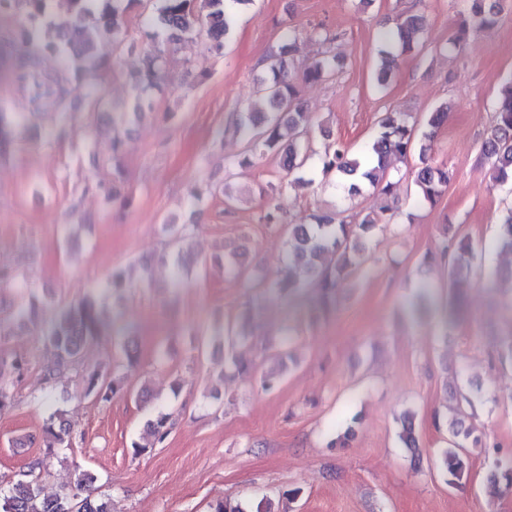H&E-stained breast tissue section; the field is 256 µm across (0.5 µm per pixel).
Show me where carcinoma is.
I'll use <instances>...</instances> for the list:
<instances>
[{
	"label": "carcinoma",
	"instance_id": "obj_1",
	"mask_svg": "<svg viewBox=\"0 0 512 512\" xmlns=\"http://www.w3.org/2000/svg\"><path fill=\"white\" fill-rule=\"evenodd\" d=\"M68 18H58L53 0H0V17H11L15 25L0 38V54L22 50L15 57L17 78L30 89L35 109L52 104L64 114L63 122L54 138L64 141L75 136L83 118L68 112L66 104L72 89L63 84L60 74L71 72L80 76L94 71L105 74L112 70V55L98 44L99 31L112 32L115 44H120L129 33L128 14L142 0H68ZM507 0H463L460 23L454 41H461L473 27H492L502 17ZM254 0H159V7L151 22L138 29L139 38L153 46L143 56L135 78L136 97L154 87L166 66L165 49L159 45L160 36H196L204 33L205 45L210 51L224 48V40L233 30L235 15ZM425 28L424 16L405 12L396 26L386 35V43L404 50L418 42ZM300 38H306L326 48L336 41V33L318 26L309 30L291 28L279 52L264 61L258 83L270 111L240 112L232 125V133L245 142L243 162L250 164L256 157L268 154L279 156L281 169L296 181L314 182L317 174L327 179L336 177L344 182L351 195H358L364 185L376 191L380 203L377 209L359 217L355 224L340 219V212L313 217L310 224H287L288 268L275 281L283 291H292L298 283L294 278L293 262L309 268L310 284L316 299L311 308L327 314L337 306L338 290L344 282L356 278L361 272V239L372 231L387 228L394 223L393 206L395 182L390 179L391 159H406L417 155L413 171L416 186L411 204L415 208L432 206L445 192L452 173L444 163L434 164L427 155L436 130L448 120V106L440 105L430 113L426 129L418 128V121L404 112H387L379 120L378 135L354 155L350 147L335 140L325 144L318 162L307 167L310 154L304 148L313 126L312 117L303 111L299 102V83L315 85L325 81L336 68V59L323 51L303 72L301 82L288 75L286 57ZM15 121L12 113L0 112V159L15 148ZM489 180L495 184L512 182V81L505 83L497 96L493 121L482 146ZM306 172L309 179L301 177ZM288 188L283 179L270 186L267 204L261 220L265 224H284L283 216L275 204L277 195ZM86 190L107 200L122 192L118 174L112 181H92ZM197 230L195 224H164L162 232L169 250L162 258L170 259L181 267L183 247ZM494 248L512 252V211L500 224ZM430 262H440L448 268V288H459L481 275L484 267L481 255L466 236L443 239L435 252L427 255ZM130 280L124 270H115L104 288L114 294L128 290ZM41 305L31 291L23 292L13 309L0 318V339L16 328L40 326ZM251 307L245 305L239 318H226L212 328H203L205 340L219 338L224 345V365L236 370L248 369L239 351L247 344L244 326L236 325L250 319ZM106 322L105 308L94 294L79 301L63 305L52 325L45 330L46 342L55 351L57 370L70 369L84 351L95 341ZM86 390L103 400L125 392L121 379L109 385L100 382L96 374L87 375ZM172 426L171 414L157 413L147 423L153 442L161 443ZM475 429L451 423L449 434L452 448L448 450L443 467L449 483L461 477L467 465L463 450L479 444ZM72 433L62 419L59 409L50 413L45 428L43 456L33 459L27 471L16 480L0 486V512H112L107 497L93 495L94 476L79 468L68 485L52 495L43 494L42 479L48 473L52 459L60 450L71 445Z\"/></svg>",
	"mask_w": 512,
	"mask_h": 512
}]
</instances>
